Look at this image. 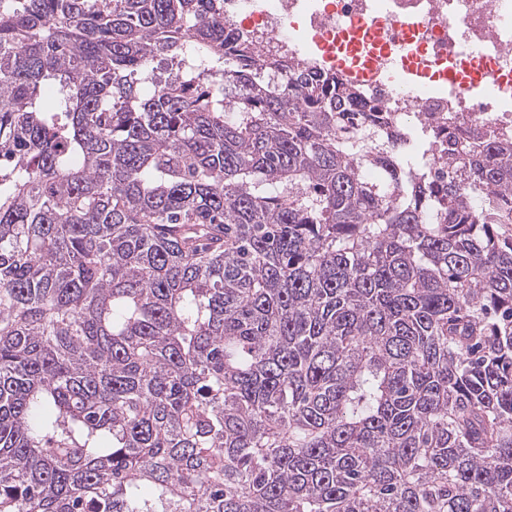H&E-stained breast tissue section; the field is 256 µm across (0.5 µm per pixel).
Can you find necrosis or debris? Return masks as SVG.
I'll use <instances>...</instances> for the list:
<instances>
[{"mask_svg":"<svg viewBox=\"0 0 512 512\" xmlns=\"http://www.w3.org/2000/svg\"><path fill=\"white\" fill-rule=\"evenodd\" d=\"M258 57L336 73L415 130L433 186L448 140L512 137V0H224Z\"/></svg>","mask_w":512,"mask_h":512,"instance_id":"necrosis-or-debris-1","label":"necrosis or debris"}]
</instances>
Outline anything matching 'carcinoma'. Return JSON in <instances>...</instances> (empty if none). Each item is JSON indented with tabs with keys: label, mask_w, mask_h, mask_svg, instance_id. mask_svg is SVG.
<instances>
[{
	"label": "carcinoma",
	"mask_w": 512,
	"mask_h": 512,
	"mask_svg": "<svg viewBox=\"0 0 512 512\" xmlns=\"http://www.w3.org/2000/svg\"><path fill=\"white\" fill-rule=\"evenodd\" d=\"M278 68L224 0H0V512H512V140L433 199Z\"/></svg>",
	"instance_id": "obj_1"
}]
</instances>
